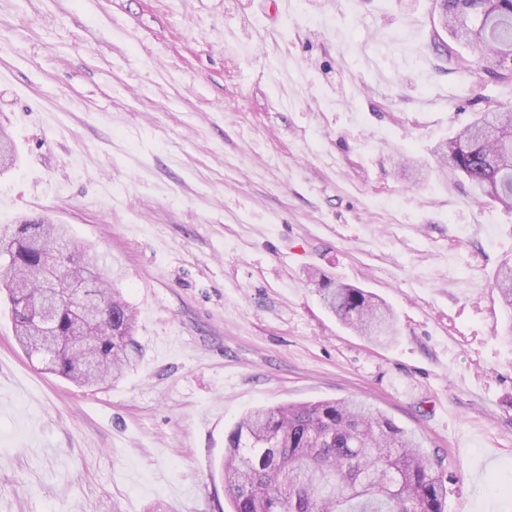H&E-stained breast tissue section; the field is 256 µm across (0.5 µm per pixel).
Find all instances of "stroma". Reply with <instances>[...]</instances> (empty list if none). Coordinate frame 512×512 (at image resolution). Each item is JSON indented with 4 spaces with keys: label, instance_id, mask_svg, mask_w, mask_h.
Listing matches in <instances>:
<instances>
[{
    "label": "stroma",
    "instance_id": "35a3bbf8",
    "mask_svg": "<svg viewBox=\"0 0 512 512\" xmlns=\"http://www.w3.org/2000/svg\"><path fill=\"white\" fill-rule=\"evenodd\" d=\"M434 0H0V224L106 259L136 362L78 387L0 299V512H223L259 405L360 399L448 464L445 512H512V211L433 155L512 86L439 68ZM372 292L397 335L322 305ZM313 281L324 306L345 325L378 343L394 337L391 311L371 293L325 276Z\"/></svg>",
    "mask_w": 512,
    "mask_h": 512
}]
</instances>
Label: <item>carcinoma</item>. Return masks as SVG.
<instances>
[{
  "mask_svg": "<svg viewBox=\"0 0 512 512\" xmlns=\"http://www.w3.org/2000/svg\"><path fill=\"white\" fill-rule=\"evenodd\" d=\"M442 29H432L429 48L445 66L480 82L512 84V0H437ZM472 49L463 56L457 46ZM481 113L434 153L463 176L479 199L512 210V111ZM0 292L7 293L14 336L22 350L39 352L30 318L21 305L37 306L43 267L51 258L66 265L98 267V253L72 242L70 231L48 217L0 225ZM324 306L345 325L378 343L395 335L391 311L362 288L322 276L314 281ZM505 305L512 309V264L495 275ZM84 293L102 318L88 325L86 342L72 333L69 309L57 312L59 352L45 369L80 385L119 378L139 353L136 314L98 276ZM99 359L85 371V354ZM232 512H445L446 457L427 452L412 433L381 410L356 400L317 401L257 407L230 430L222 463Z\"/></svg>",
  "mask_w": 512,
  "mask_h": 512,
  "instance_id": "1",
  "label": "carcinoma"
}]
</instances>
